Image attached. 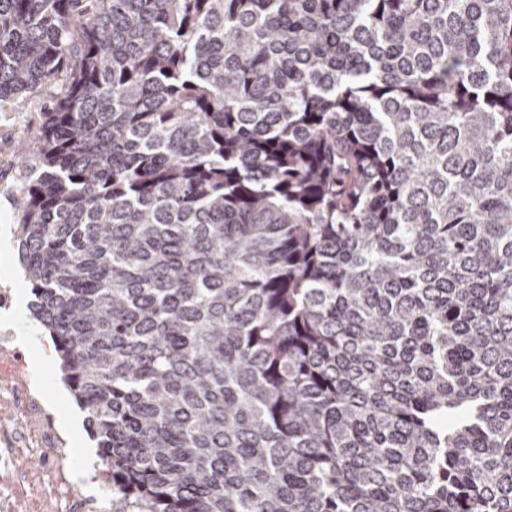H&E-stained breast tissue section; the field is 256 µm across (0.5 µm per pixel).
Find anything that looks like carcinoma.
<instances>
[{
  "mask_svg": "<svg viewBox=\"0 0 512 512\" xmlns=\"http://www.w3.org/2000/svg\"><path fill=\"white\" fill-rule=\"evenodd\" d=\"M33 318L133 512H512V0H0Z\"/></svg>",
  "mask_w": 512,
  "mask_h": 512,
  "instance_id": "obj_1",
  "label": "carcinoma"
}]
</instances>
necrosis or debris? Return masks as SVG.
<instances>
[{"mask_svg":"<svg viewBox=\"0 0 512 512\" xmlns=\"http://www.w3.org/2000/svg\"><path fill=\"white\" fill-rule=\"evenodd\" d=\"M21 379L24 397L23 417L40 419L39 437L28 453L44 462L39 476L27 474L19 465L9 433L0 431V512H22L25 493L55 499L59 512H130L126 501L114 497L109 508H102L96 497L87 495L83 486L69 474L72 449L56 428L54 416L45 406L43 381L32 375L9 333L0 331V384Z\"/></svg>","mask_w":512,"mask_h":512,"instance_id":"obj_1","label":"necrosis or debris"}]
</instances>
